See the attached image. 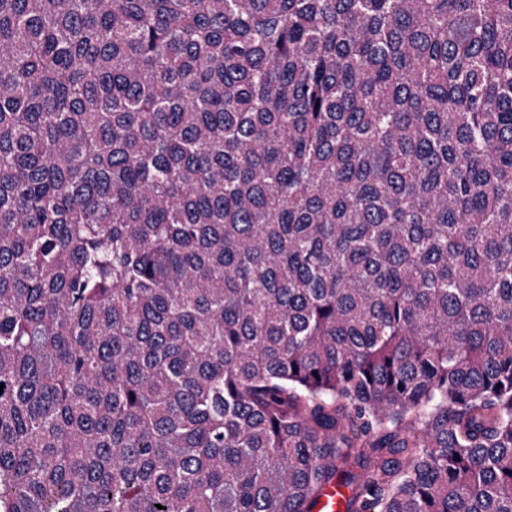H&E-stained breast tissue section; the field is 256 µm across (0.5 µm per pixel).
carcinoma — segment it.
Wrapping results in <instances>:
<instances>
[{"mask_svg": "<svg viewBox=\"0 0 512 512\" xmlns=\"http://www.w3.org/2000/svg\"><path fill=\"white\" fill-rule=\"evenodd\" d=\"M0 385V512H512V0H0ZM349 494L336 485L326 489L314 502L311 512H346Z\"/></svg>", "mask_w": 512, "mask_h": 512, "instance_id": "cac0c4a2", "label": "carcinoma"}]
</instances>
